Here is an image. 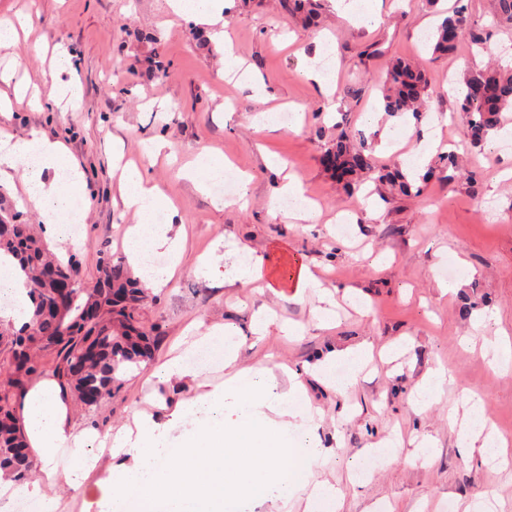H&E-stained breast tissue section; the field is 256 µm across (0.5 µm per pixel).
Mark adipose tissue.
I'll use <instances>...</instances> for the list:
<instances>
[{"label":"adipose tissue","mask_w":512,"mask_h":512,"mask_svg":"<svg viewBox=\"0 0 512 512\" xmlns=\"http://www.w3.org/2000/svg\"><path fill=\"white\" fill-rule=\"evenodd\" d=\"M63 166L71 169L75 163L61 143L36 131L25 136L0 131V178L21 171L42 224L59 243L70 236V203L83 189L81 181L58 177ZM120 192L125 207L137 216L127 231V263L146 288L159 292L181 264L184 241L174 234L172 224L154 223L153 214L164 206L165 196L140 169L123 168ZM149 249L163 251L167 264L145 269ZM230 255L227 266L214 252L199 257L194 275L232 286L271 271L267 258L249 246L234 245ZM0 291L15 299L13 308L0 312V318L18 327L29 322L32 304L24 278L2 254ZM193 345L219 348L228 378L217 384L199 381L185 357L171 358L163 365L162 380L195 379L199 392L175 404L165 417L140 411L132 424L104 436L76 424L56 378L39 379L21 402L37 467L24 484L6 479L0 486L37 498L43 512H65L67 504L56 495V487L79 490L96 470L103 474L99 486L108 512H281L299 493L306 496L305 512H340L335 487L310 481L326 450L298 373L287 372L283 385L271 368L240 365L238 333L221 323ZM460 400L467 418L457 433L458 448L499 458L500 438L475 424L483 401L468 390L462 391Z\"/></svg>","instance_id":"1"}]
</instances>
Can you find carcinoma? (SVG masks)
Instances as JSON below:
<instances>
[{"instance_id": "cac0c4a2", "label": "carcinoma", "mask_w": 512, "mask_h": 512, "mask_svg": "<svg viewBox=\"0 0 512 512\" xmlns=\"http://www.w3.org/2000/svg\"><path fill=\"white\" fill-rule=\"evenodd\" d=\"M290 13H302L310 23L317 20V0H284ZM495 25H512V0H494ZM485 45L489 29L468 23L465 11L445 17L428 37L435 55L454 52L461 40ZM384 111L394 116L412 113L424 117L422 98L429 87L420 66L395 58L385 66ZM465 90L457 102L468 151L484 148L491 132L500 128L504 113L512 111V69L486 67L464 76ZM460 154L441 153L438 163L414 179L396 165L378 166L372 148L355 135L340 134L322 155L326 168L347 188L359 185L362 175L386 183L400 194L420 192L417 181L451 179ZM0 251L12 256L26 275L32 298V316L16 330L0 322V470L16 483L24 482L32 469L27 437L17 415L30 382L45 375L60 382L63 394L75 398L88 414L102 409L120 386L131 366L154 358L160 343L157 326L143 320L147 294L141 281L122 260L109 253L99 256L94 284H88L76 254L67 258L54 253L45 240L43 226L28 223L22 214L0 203Z\"/></svg>"}]
</instances>
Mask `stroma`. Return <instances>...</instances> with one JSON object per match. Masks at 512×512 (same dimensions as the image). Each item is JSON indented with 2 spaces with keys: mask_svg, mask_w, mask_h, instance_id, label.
I'll use <instances>...</instances> for the list:
<instances>
[{
  "mask_svg": "<svg viewBox=\"0 0 512 512\" xmlns=\"http://www.w3.org/2000/svg\"><path fill=\"white\" fill-rule=\"evenodd\" d=\"M374 12L373 27L360 14ZM27 14L32 26L18 43L0 50V70L11 68L15 82L39 90L41 103L14 102L0 112V129L24 136L38 131L62 143L84 173L85 188L76 206L84 213L77 242L85 278L97 274L101 252L125 257V231L136 218L123 205L112 175L113 145L139 165L178 210L185 233L182 269L169 288L149 295L142 311L158 325L161 340L154 359L122 377L119 389L96 419L75 412L79 426L114 431L150 394L166 402L190 399L180 382L153 377L161 364L181 352L191 328L220 322L246 333L240 359L246 365L278 364L301 369L331 348L371 346L372 360L357 384L337 393L305 378L307 396L323 414V445L332 449L313 469V478L335 485L341 512H454L490 502L494 512H512V450L508 466L464 455L448 415L456 393L469 386L484 400V415L499 437L512 434V374L489 367L462 337L475 345L495 329L512 337V147L489 137L480 153L467 158L465 176L433 179L416 196L390 193L369 182L349 191L322 162L325 147L339 132L362 134L376 148V161L389 166L426 150L412 118L384 114L381 80L393 58L419 62L430 84V111L446 117L436 132L442 143L461 141L463 125L456 100L445 86L471 69L512 66V31H496L488 47L461 44L452 54L432 57L426 37L439 22L425 0H358L355 14H341L335 0H324L317 26L304 23L282 0H227L225 15L233 56L249 66L268 91L254 96L237 76L225 75L224 53L207 27L175 16L167 0H0V18ZM327 34L333 53L315 41ZM72 53L70 71L83 88L77 111L62 112L49 97L55 50ZM307 56L331 81V94L298 71ZM287 105L300 112V130H256L250 118ZM379 113L371 123V113ZM394 137L384 140V130ZM160 137L170 151L151 160L141 142ZM229 158L253 178L245 205L215 210L209 196L182 176L202 149ZM274 154L286 170L301 176L321 215L309 224L271 214L269 201L282 177L264 157ZM476 173L480 197H473L468 173ZM347 220L348 234L336 231ZM236 241L268 254L272 268L309 265L334 293L336 325L317 327V295L293 288L270 291L266 281L211 287L193 274L198 258L216 240ZM468 264L472 278L442 293L443 267ZM356 289L348 297L347 289ZM484 303L470 317L460 307L471 290ZM267 306L275 318L265 335L249 333L251 317ZM448 380L430 408L410 403L414 384L429 373ZM433 448L417 455L421 441ZM371 471H361L365 458Z\"/></svg>",
  "mask_w": 512,
  "mask_h": 512,
  "instance_id": "35a3bbf8",
  "label": "stroma"
}]
</instances>
